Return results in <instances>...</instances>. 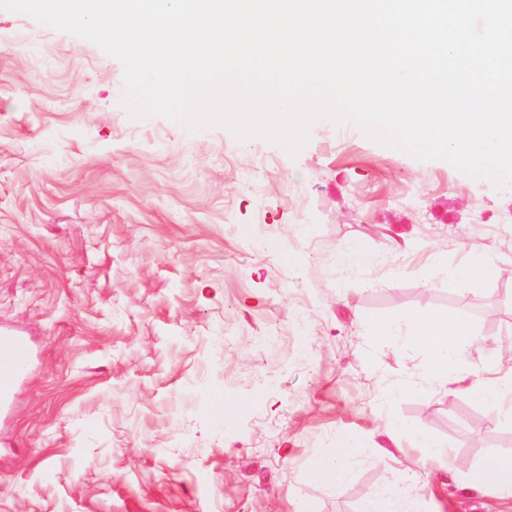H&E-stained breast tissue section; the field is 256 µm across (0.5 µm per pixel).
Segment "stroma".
Wrapping results in <instances>:
<instances>
[{"label":"stroma","instance_id":"1","mask_svg":"<svg viewBox=\"0 0 512 512\" xmlns=\"http://www.w3.org/2000/svg\"><path fill=\"white\" fill-rule=\"evenodd\" d=\"M123 76L96 44L0 9V331L30 348L0 404V512H360L387 484L412 512H512L457 470L411 468L419 450L384 418L468 465L512 452V421L359 320L455 314L512 339V279L476 296L449 274L480 252L512 265V189L350 123L312 126L293 158L135 120ZM356 241L372 262L349 269ZM340 437L365 446L348 481L311 482Z\"/></svg>","mask_w":512,"mask_h":512}]
</instances>
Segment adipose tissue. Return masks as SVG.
<instances>
[{
    "mask_svg": "<svg viewBox=\"0 0 512 512\" xmlns=\"http://www.w3.org/2000/svg\"><path fill=\"white\" fill-rule=\"evenodd\" d=\"M361 321L375 335L400 340L402 349L423 352L428 381L453 386L460 395L492 403L512 417V357L503 358L500 344L480 337L467 319L432 313L380 318L366 312ZM465 343L478 352V362L462 363L459 349ZM385 430L393 438L403 435L413 439L416 447L424 451L422 464L448 468L449 451L432 436L408 427L393 416L386 418ZM361 449L359 439L339 438L334 456L318 457L310 464V481L343 484L349 476L347 460L358 455ZM465 487L499 500L512 499V454H490L478 465L468 467Z\"/></svg>",
    "mask_w": 512,
    "mask_h": 512,
    "instance_id": "obj_1",
    "label": "adipose tissue"
}]
</instances>
